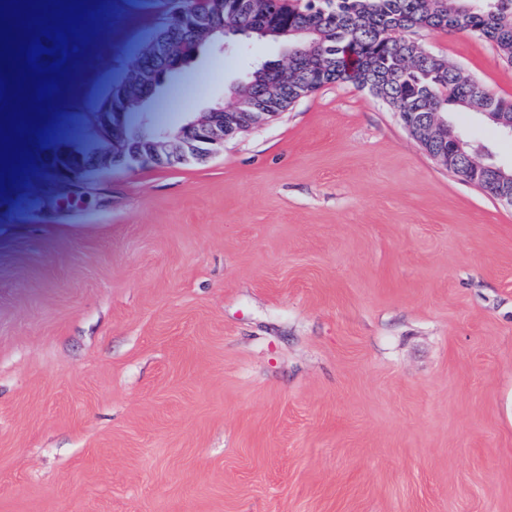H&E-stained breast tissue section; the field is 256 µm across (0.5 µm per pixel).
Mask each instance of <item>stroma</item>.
<instances>
[{
  "mask_svg": "<svg viewBox=\"0 0 512 512\" xmlns=\"http://www.w3.org/2000/svg\"><path fill=\"white\" fill-rule=\"evenodd\" d=\"M169 15L80 25L24 176L0 175V512H512V207L383 101L330 84L204 162L51 181ZM411 37L512 99L490 42ZM282 54L200 51L154 124ZM453 121L512 165V138Z\"/></svg>",
  "mask_w": 512,
  "mask_h": 512,
  "instance_id": "obj_1",
  "label": "stroma"
}]
</instances>
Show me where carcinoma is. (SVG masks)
<instances>
[{"label":"carcinoma","mask_w":512,"mask_h":512,"mask_svg":"<svg viewBox=\"0 0 512 512\" xmlns=\"http://www.w3.org/2000/svg\"><path fill=\"white\" fill-rule=\"evenodd\" d=\"M224 20L257 28L255 39L283 47V59L252 68L233 87L253 112H284L327 84L352 83L398 113L424 151L435 156L460 134L451 114L499 112L512 117V99L495 97L444 57L408 36L415 28L479 36L512 63V0H224ZM177 50L189 53L176 15L162 27Z\"/></svg>","instance_id":"cac0c4a2"}]
</instances>
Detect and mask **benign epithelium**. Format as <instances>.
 <instances>
[{"label":"benign epithelium","instance_id":"7a95c632","mask_svg":"<svg viewBox=\"0 0 512 512\" xmlns=\"http://www.w3.org/2000/svg\"><path fill=\"white\" fill-rule=\"evenodd\" d=\"M235 32L224 22V14L218 12L194 22L188 33L194 46L205 43L224 44V34ZM182 64L171 63V48L167 39L157 37L140 66V74L131 87L122 89L119 97H109L95 111V123L103 140L112 145V154L87 153L79 150L58 152L50 164V175L57 181H67L84 175L105 164L122 163L130 169L149 167L155 164H190L200 162L224 147V141L239 132L263 125L274 119L272 112H227L217 105L203 112L202 117L188 120L174 135L159 128L154 129L152 140L146 149L134 150L128 146L126 113L130 103L137 105L146 101L154 104L157 81L175 74ZM491 167L482 165L470 171V176L461 179L478 185V181ZM495 171L499 185L498 200L512 206V167L491 168Z\"/></svg>","mask_w":512,"mask_h":512}]
</instances>
